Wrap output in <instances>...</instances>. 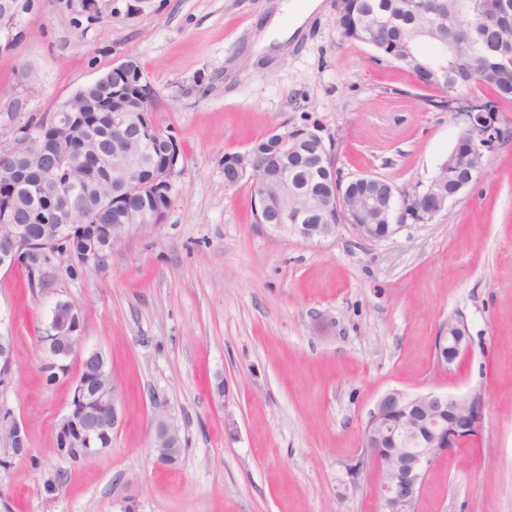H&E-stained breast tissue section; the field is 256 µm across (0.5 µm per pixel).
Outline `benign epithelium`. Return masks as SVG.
<instances>
[{"label": "benign epithelium", "instance_id": "1", "mask_svg": "<svg viewBox=\"0 0 512 512\" xmlns=\"http://www.w3.org/2000/svg\"><path fill=\"white\" fill-rule=\"evenodd\" d=\"M19 4L6 3L0 7V33L4 34V47L13 41L14 21ZM135 60L128 57L91 82L93 87L112 89V82L123 78L133 83ZM448 73V51L440 50L430 61V74L439 80ZM139 106L129 104L128 98L116 94L100 105L92 99L73 94L64 101L51 117L35 129L23 130L14 146L0 151V177L13 185H25L29 192L38 195L46 207L66 214V221L55 225L54 236L70 239L76 224H97L104 215L119 211L122 225L112 237V245L122 242L130 233L150 224L161 222L156 212L126 207L123 196L127 194L158 193L171 187V179L177 164H168L161 173H154L146 180L141 172L152 169V146L174 141V136L157 122H148L150 109L149 90L137 86ZM107 113L115 136V147L109 149L94 133L98 113ZM460 115L464 127L455 151L468 154L470 163L467 175L458 180L452 193L442 192L432 184L426 193H410L392 186L385 203L378 198L361 202L354 212L347 211V189L334 187L336 169L330 168L334 160L323 138L315 131L305 130L271 132L267 139L275 143L276 153L256 152L251 159L238 160L228 155L224 171L236 172V181L246 180L256 199L268 202L266 188L277 180L283 188L295 185L288 174L285 157L298 149L304 141L314 146L312 171L331 183L328 195L315 203V209L303 213L286 202L271 206L274 217L267 221L271 231L281 236L297 235L310 242L322 241L350 226L363 242L387 241L403 228V214L412 210L421 216V222L431 223L448 208L453 197L477 182L485 168L486 151L490 148L497 131L493 119L482 101L468 100L461 105ZM38 145V157L42 167L58 176H66V192L60 193L54 182L30 175L26 146ZM44 209L31 211L25 217L4 210L0 224L8 225L7 241L0 245V271L11 270L19 264L27 266L41 258L42 250L31 248L22 251L16 243L31 239L30 225L43 223ZM112 250L98 248L93 240L85 242L80 253L70 252L71 265L81 270L105 268ZM83 316L81 309L72 302L57 303L51 323L46 329L43 342L50 354L44 366L63 368L68 361L78 367L73 388L79 402L85 404L81 414H75L69 405L60 423L67 425L78 420L79 441L85 447L86 456L92 459L105 452L97 446V440L110 436L122 425L124 417L120 405L117 381L108 386L91 385L82 379L84 364L100 354L97 349L84 346L82 336ZM437 363L446 368L465 356L468 351L467 326L460 319H450L444 324L436 339ZM483 419L481 401L459 398L435 392L408 394L393 390L376 404L366 423L369 430L382 434L385 446L370 445L363 438L361 459L350 469L349 479L353 489L360 486L363 468L372 471L374 486L381 504V512H415L423 484L435 458L478 439ZM153 448L157 459L172 464L182 453L180 427L165 416H157L154 423Z\"/></svg>", "mask_w": 512, "mask_h": 512}]
</instances>
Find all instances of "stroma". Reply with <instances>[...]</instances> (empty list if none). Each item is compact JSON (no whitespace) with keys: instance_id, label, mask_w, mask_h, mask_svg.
Wrapping results in <instances>:
<instances>
[{"instance_id":"stroma-1","label":"stroma","mask_w":512,"mask_h":512,"mask_svg":"<svg viewBox=\"0 0 512 512\" xmlns=\"http://www.w3.org/2000/svg\"><path fill=\"white\" fill-rule=\"evenodd\" d=\"M275 0H26L0 49V150L125 58L151 87L182 162L160 224L132 231L105 270L67 255L0 272V336L12 363L0 409L30 455L0 467V512H380L371 477L349 469L362 428L392 390L476 394L472 444L432 464L417 512H512V135L478 182L428 224L366 243L351 228L319 243L257 224L248 182L224 185V156L270 131L314 128L345 175L423 189L457 143L459 118L424 104L417 79L346 40L322 0L275 64L250 60ZM30 81H22L19 68ZM83 311L84 343L116 377L124 423L110 450L72 465L53 453L72 395L46 385L40 341L56 303ZM463 319L462 364L435 363L443 323ZM181 429L179 463L158 461L153 419ZM65 480L49 497L43 472Z\"/></svg>"}]
</instances>
